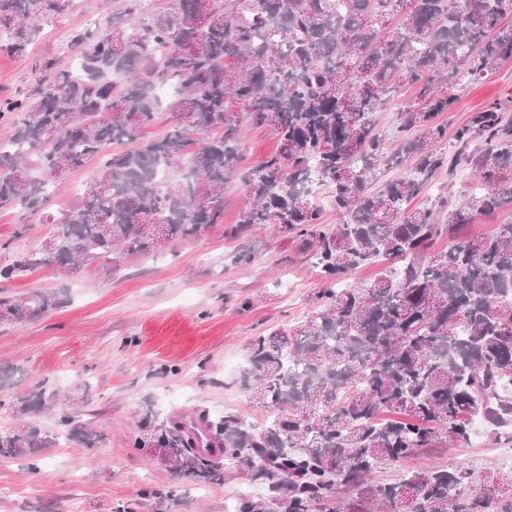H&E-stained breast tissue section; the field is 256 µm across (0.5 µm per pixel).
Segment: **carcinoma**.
<instances>
[{
	"instance_id": "cac0c4a2",
	"label": "carcinoma",
	"mask_w": 512,
	"mask_h": 512,
	"mask_svg": "<svg viewBox=\"0 0 512 512\" xmlns=\"http://www.w3.org/2000/svg\"><path fill=\"white\" fill-rule=\"evenodd\" d=\"M141 2L125 0L101 37L74 32L75 68L47 61L32 88L0 100V121L12 126L0 141V209L32 215L49 191L35 172L60 177L95 162L81 201L0 280L132 259L222 224L230 240L256 225L293 235L338 284L315 296L305 321L251 340L241 383L264 420L205 409L139 416L133 447L158 450L171 481L152 493L156 512L176 499L178 480L219 486L227 468L263 487L233 512H512V470L461 464L372 480L384 463L469 444L478 418L494 444L512 446L502 419L512 410V224L464 234L475 217L512 210V99L473 113L453 153L430 149L448 138L440 116L457 86L512 58V27L502 26L512 0H208L203 15L199 0L171 12ZM71 7L0 0V50L26 55L43 24ZM161 85L173 89L176 124L146 139ZM404 87L414 97L391 151L377 114ZM245 122L270 128L279 147L243 173ZM406 157L410 170L371 190ZM460 167L481 191L414 204L436 172ZM239 174L245 200L226 225L224 182ZM315 183L340 223H324ZM382 260L399 265L369 287H339ZM64 303L49 289L1 288L0 323ZM2 413L21 424L0 430V458L47 448L45 415L89 448L100 439L92 413L73 409L49 377L20 390L0 377Z\"/></svg>"
}]
</instances>
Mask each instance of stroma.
I'll return each mask as SVG.
<instances>
[{
    "label": "stroma",
    "mask_w": 512,
    "mask_h": 512,
    "mask_svg": "<svg viewBox=\"0 0 512 512\" xmlns=\"http://www.w3.org/2000/svg\"><path fill=\"white\" fill-rule=\"evenodd\" d=\"M122 6V0H76L72 11L44 24L26 56L0 52V99L29 89L41 76V62L73 63L71 32L106 33ZM509 98L512 58L459 92L443 118L453 130L487 104ZM92 169L88 163L61 177L60 189L36 214L25 218L16 209H0V242L11 244L0 251V266L40 247L52 220L79 201ZM244 193L240 178L227 181L223 223L197 237L159 244L117 267L96 263L73 273L49 267L9 282L12 293L48 288L64 292L66 302L40 319L0 325V371H10L21 387L48 376L67 393L75 380H88L101 439L89 448L55 438L34 463L0 458V512H114L134 500L138 512H154L148 493L166 490L170 479L149 451L132 445L129 429L139 412L149 408L163 417L199 408L262 420L263 411L232 368L247 361L254 336L303 320L314 295L330 282L291 236L258 225L244 242L225 239L224 227L237 222ZM23 220L30 230L19 238L16 227ZM243 248L250 254L245 265L235 261ZM468 462L507 467L501 448L482 432L467 446L380 465L376 478L387 483L436 463ZM247 486L233 471L220 486L185 479L169 512H226Z\"/></svg>",
    "instance_id": "35a3bbf8"
}]
</instances>
